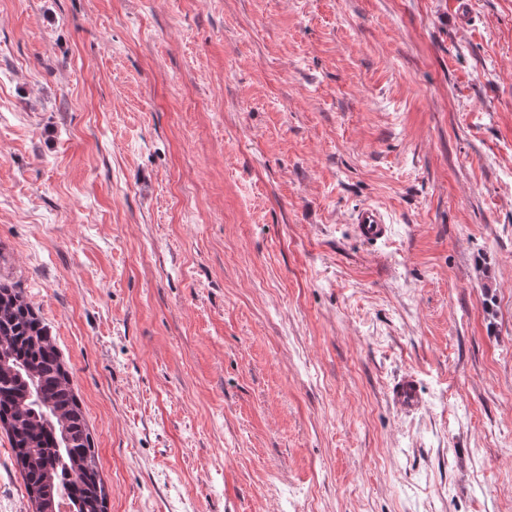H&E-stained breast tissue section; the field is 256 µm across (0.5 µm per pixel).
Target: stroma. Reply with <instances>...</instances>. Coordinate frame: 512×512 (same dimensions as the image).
<instances>
[{
  "instance_id": "35a3bbf8",
  "label": "stroma",
  "mask_w": 512,
  "mask_h": 512,
  "mask_svg": "<svg viewBox=\"0 0 512 512\" xmlns=\"http://www.w3.org/2000/svg\"><path fill=\"white\" fill-rule=\"evenodd\" d=\"M0 281L107 512H512V0H0ZM355 224L359 235L366 240L377 241L386 238L389 233L383 214L376 208H366L358 212Z\"/></svg>"
}]
</instances>
